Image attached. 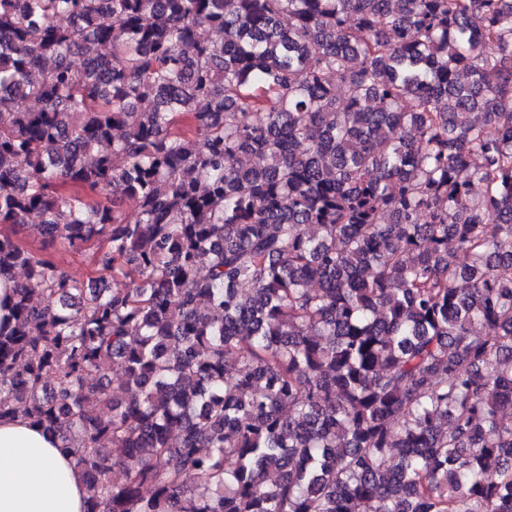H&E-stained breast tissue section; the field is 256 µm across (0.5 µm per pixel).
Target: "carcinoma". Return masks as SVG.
<instances>
[{
    "mask_svg": "<svg viewBox=\"0 0 512 512\" xmlns=\"http://www.w3.org/2000/svg\"><path fill=\"white\" fill-rule=\"evenodd\" d=\"M18 270L85 512H512V0H0ZM53 260L76 279L86 280L95 275L89 260L82 253L59 248L53 253Z\"/></svg>",
    "mask_w": 512,
    "mask_h": 512,
    "instance_id": "obj_1",
    "label": "carcinoma"
}]
</instances>
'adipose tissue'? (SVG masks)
I'll list each match as a JSON object with an SVG mask.
<instances>
[{
    "label": "adipose tissue",
    "mask_w": 512,
    "mask_h": 512,
    "mask_svg": "<svg viewBox=\"0 0 512 512\" xmlns=\"http://www.w3.org/2000/svg\"><path fill=\"white\" fill-rule=\"evenodd\" d=\"M85 484L57 441L16 418L0 421V512H84Z\"/></svg>",
    "instance_id": "adipose-tissue-1"
}]
</instances>
